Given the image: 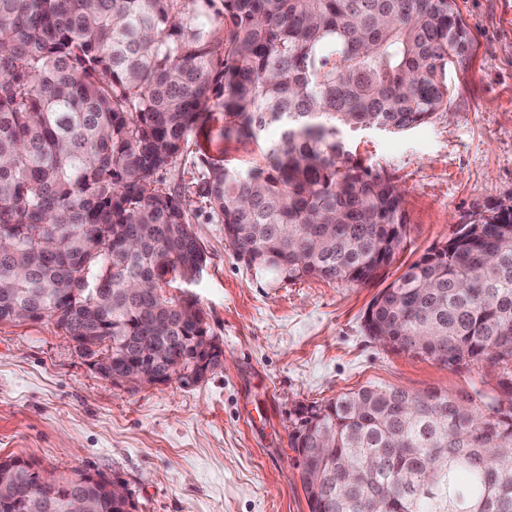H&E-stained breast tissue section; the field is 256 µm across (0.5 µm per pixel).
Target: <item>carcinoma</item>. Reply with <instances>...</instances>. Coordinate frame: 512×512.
I'll list each match as a JSON object with an SVG mask.
<instances>
[{"label": "carcinoma", "instance_id": "obj_1", "mask_svg": "<svg viewBox=\"0 0 512 512\" xmlns=\"http://www.w3.org/2000/svg\"><path fill=\"white\" fill-rule=\"evenodd\" d=\"M474 49L455 0H0V323L17 308L83 339L110 374L172 375L205 312L162 295L208 256L187 203L157 173L216 113L263 163L211 165L203 198L251 265L285 281L364 284L407 239L404 191L353 158L341 132L402 134L448 111ZM369 336L448 367L512 363V205L459 227L369 303ZM480 390L363 387L312 405L291 447L316 512H512V371ZM17 456L0 503L62 508ZM119 512L102 482L64 476Z\"/></svg>", "mask_w": 512, "mask_h": 512}]
</instances>
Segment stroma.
Instances as JSON below:
<instances>
[{
	"label": "stroma",
	"mask_w": 512,
	"mask_h": 512,
	"mask_svg": "<svg viewBox=\"0 0 512 512\" xmlns=\"http://www.w3.org/2000/svg\"><path fill=\"white\" fill-rule=\"evenodd\" d=\"M474 38L466 71L452 75L448 111L402 134L345 131L351 151L406 192L407 248L365 284L282 282L239 259L220 219L198 197L201 157L249 168L263 145L224 141L222 123L198 126L191 147L160 172L190 205L208 255L191 294L224 346V367L189 387L130 390L90 369L53 319L0 324V457L63 475L123 478L139 512H309L291 437L300 411L365 385L410 392L499 395L501 371L449 369L367 336L372 298L456 225L512 204V0H456Z\"/></svg>",
	"instance_id": "stroma-1"
}]
</instances>
